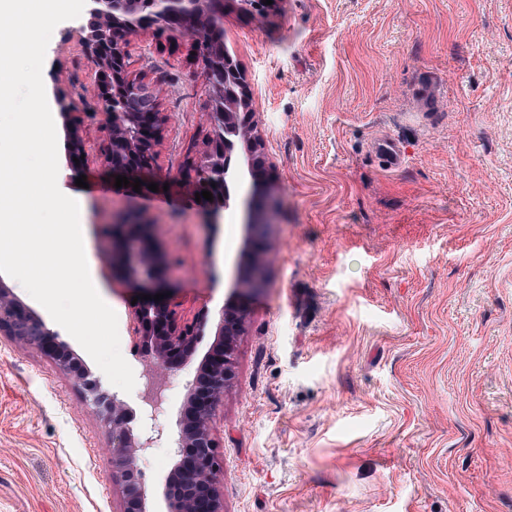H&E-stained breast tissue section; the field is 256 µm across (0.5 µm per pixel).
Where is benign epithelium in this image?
<instances>
[{
  "instance_id": "1",
  "label": "benign epithelium",
  "mask_w": 512,
  "mask_h": 512,
  "mask_svg": "<svg viewBox=\"0 0 512 512\" xmlns=\"http://www.w3.org/2000/svg\"><path fill=\"white\" fill-rule=\"evenodd\" d=\"M87 2L85 20L70 33L78 36L98 76L110 72L123 85L121 96L112 94L107 82L97 85L94 115L111 135L104 162L116 175H150L155 165V148L161 142L171 115L156 107L147 112L129 111L128 102L146 95L147 86L131 77L127 46L132 37L149 29L189 37L198 46L208 83L213 89H220L224 71L230 68L224 47L216 45L214 40V33L222 28L224 0H149V11L139 18L129 12V0ZM234 73L238 87L236 98L245 106L242 138L252 151L247 167L251 180L261 184L262 190L244 200L251 261L245 268L236 269L237 302L227 303L221 310L218 334L224 337V342L207 353L201 369L186 383V401L172 438L174 463L163 488L166 512H224L218 479L220 457L212 421L224 391L235 379L236 340L247 326L245 301L266 283L269 251L266 229L273 223L279 208V198L268 179L269 165L254 112L249 108L247 82L241 68H234ZM57 103L69 120L71 156L79 159L87 155L86 143L80 134L83 118L79 105L62 87L57 88ZM236 169L234 154L211 139L200 157L197 180L186 184L185 188L191 194L221 191ZM154 225L155 222L142 221L134 213L112 225V236L122 241V250L114 261L130 280L147 289H157L164 284L163 275L168 267L164 254L145 246ZM134 322L137 335L148 336L156 331L154 347L144 353L136 411L116 395L104 391L99 380L92 378L81 361L59 342L57 334L25 307L10 288L0 283V334L37 349L70 376L85 406L108 429L112 480L122 489L120 512H153L136 461L154 448L162 436L158 420L167 411L171 380L186 368L188 354L208 322V312L203 311L195 322L184 324L169 306L150 304L135 312Z\"/></svg>"
}]
</instances>
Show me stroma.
I'll use <instances>...</instances> for the list:
<instances>
[{"instance_id": "stroma-1", "label": "stroma", "mask_w": 512, "mask_h": 512, "mask_svg": "<svg viewBox=\"0 0 512 512\" xmlns=\"http://www.w3.org/2000/svg\"><path fill=\"white\" fill-rule=\"evenodd\" d=\"M76 25L54 29L44 86L50 100L66 86L85 113L79 170L53 114L59 171L88 183L84 248L121 353L141 373V289L115 269L108 232L129 211L153 220L150 244L172 260L178 319L209 312L140 462L162 512L185 385L234 299L245 189L231 181L212 216L185 193L211 91L190 38L151 31L132 38L129 72L172 116L155 160L168 188L116 187ZM223 33L282 198L212 423L224 512H512V0H281L261 18L224 0ZM382 136L401 168L373 153ZM108 445L71 379L0 335V512H117ZM374 149L376 154L388 164L389 169H398L403 165L405 155L396 140L389 137L380 138L375 142Z\"/></svg>"}]
</instances>
